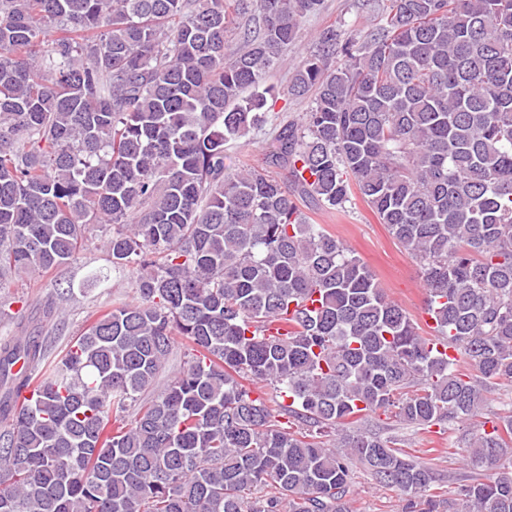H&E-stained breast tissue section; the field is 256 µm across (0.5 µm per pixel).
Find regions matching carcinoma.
Masks as SVG:
<instances>
[{
	"mask_svg": "<svg viewBox=\"0 0 512 512\" xmlns=\"http://www.w3.org/2000/svg\"><path fill=\"white\" fill-rule=\"evenodd\" d=\"M321 2L0 0V277L110 224L137 293L56 360L0 338V512H351L354 460L405 512H440L434 472L368 424L442 429L512 383V0H392L362 44L322 31L291 84L310 111L264 167L226 166ZM354 191L419 265L431 335L297 206ZM177 336L182 370L141 400ZM489 423L461 445L485 471L462 512H512V413Z\"/></svg>",
	"mask_w": 512,
	"mask_h": 512,
	"instance_id": "1",
	"label": "carcinoma"
}]
</instances>
